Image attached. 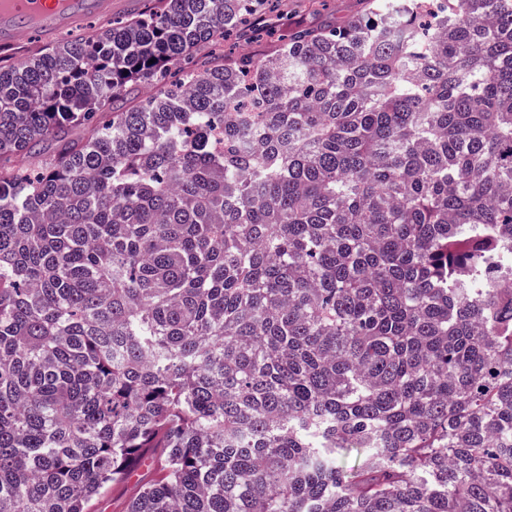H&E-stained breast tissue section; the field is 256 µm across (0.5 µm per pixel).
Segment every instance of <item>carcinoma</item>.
I'll use <instances>...</instances> for the list:
<instances>
[{"instance_id":"carcinoma-1","label":"carcinoma","mask_w":512,"mask_h":512,"mask_svg":"<svg viewBox=\"0 0 512 512\" xmlns=\"http://www.w3.org/2000/svg\"><path fill=\"white\" fill-rule=\"evenodd\" d=\"M280 5L0 56V512H512V0ZM319 1L288 0L283 6L281 28L293 23L321 26L343 21L357 11L359 3L358 0ZM134 484L126 489H119L106 496L93 506V512H123L125 500L133 492Z\"/></svg>"}]
</instances>
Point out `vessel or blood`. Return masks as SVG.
Wrapping results in <instances>:
<instances>
[{"label": "vessel or blood", "instance_id": "1", "mask_svg": "<svg viewBox=\"0 0 512 512\" xmlns=\"http://www.w3.org/2000/svg\"><path fill=\"white\" fill-rule=\"evenodd\" d=\"M80 7L108 14L112 0H0V43L25 42L34 28L45 41H53L62 25L77 21Z\"/></svg>", "mask_w": 512, "mask_h": 512}]
</instances>
